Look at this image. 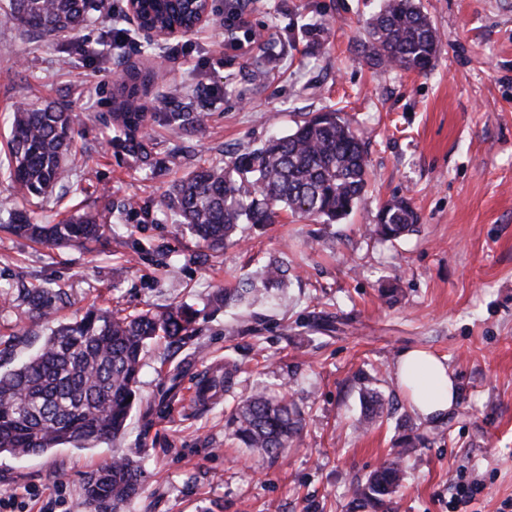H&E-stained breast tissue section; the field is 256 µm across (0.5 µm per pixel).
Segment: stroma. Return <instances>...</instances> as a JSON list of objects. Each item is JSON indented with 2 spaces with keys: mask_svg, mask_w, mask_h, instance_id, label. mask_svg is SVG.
Returning a JSON list of instances; mask_svg holds the SVG:
<instances>
[{
  "mask_svg": "<svg viewBox=\"0 0 512 512\" xmlns=\"http://www.w3.org/2000/svg\"><path fill=\"white\" fill-rule=\"evenodd\" d=\"M212 20L142 53L126 0L80 33L44 39L0 16V160L16 106L53 104L74 117L70 193L25 198L0 179V365L33 355L18 291L44 288L57 318L90 306L134 313L185 303L198 312L184 340L153 343L140 400L119 440L66 444L41 455L0 454V512H76L84 482L113 456L134 454L143 490L126 512H349L353 485L407 434L423 444L405 458L391 512H452L459 483L479 482L465 512H512V0H420L440 52L424 72L367 63L361 40L377 0H242L261 36L248 54ZM128 37L114 43L113 27ZM138 85L157 115L143 135L150 155L112 143L113 95ZM341 111L370 160L367 190L333 224L292 216L243 227L238 242L199 248L153 203L188 171L230 161L290 130L306 114ZM168 112H204L182 134ZM140 203L106 215L110 240L53 247L12 235L11 211L52 224L79 208ZM405 199L418 230L394 242L372 235L381 207ZM288 265L274 306L218 307L213 295L269 259ZM395 291L393 300L382 289ZM410 349L444 358L457 388L446 416L422 420L395 369ZM241 363L234 387L207 408L193 404L205 371ZM392 409L365 430L359 377ZM263 390L303 412L300 447L277 462L229 436L230 407Z\"/></svg>",
  "mask_w": 512,
  "mask_h": 512,
  "instance_id": "stroma-1",
  "label": "stroma"
}]
</instances>
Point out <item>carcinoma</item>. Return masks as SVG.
I'll return each instance as SVG.
<instances>
[{
	"mask_svg": "<svg viewBox=\"0 0 512 512\" xmlns=\"http://www.w3.org/2000/svg\"><path fill=\"white\" fill-rule=\"evenodd\" d=\"M105 0H8L7 19L40 36L86 28ZM161 8L150 17L164 29L189 24L190 16L176 8V0H157ZM440 39L430 17L416 0H384L369 20L361 43L367 62L380 69L417 72L439 52ZM134 89L119 103L124 146L138 147L139 132L155 114L131 105ZM202 112H168L162 120L180 133L205 122ZM70 113L60 107L28 106L12 111L5 167L13 188L23 196L46 198L69 181L72 157ZM364 143L351 122L335 111L316 113L286 134L262 146L236 154L223 165L192 170L165 193L157 207L176 217L179 226L207 250L218 251L231 242L244 224H273L283 213L333 223L349 214L369 180ZM414 208L404 200L382 206L371 232L393 241L413 231ZM9 229L38 244L85 245L106 236L109 225L96 209L78 211L57 224H34L23 213ZM288 267L271 259L261 275L241 277L230 288H219L214 301L226 307L268 301L269 290L283 288ZM30 318L46 327L40 349L18 366L0 370V453L13 456L43 454L73 443L92 448L115 440L127 428L138 401L137 383L146 346L162 336L178 342L194 332L197 311L186 304L165 312L150 309L123 314L118 310L86 309L58 323L48 291L25 293ZM238 372L235 364L224 375L201 381L198 396L229 390ZM365 411L359 425L383 417L385 403L375 392L363 390ZM231 437L274 461L300 445L301 414L286 397L255 391L240 399L230 412ZM423 437L405 435L392 456L352 491V509L385 512L402 483V462ZM142 489V468L129 457H114L91 473L84 483L76 512H124Z\"/></svg>",
	"mask_w": 512,
	"mask_h": 512,
	"instance_id": "1",
	"label": "carcinoma"
}]
</instances>
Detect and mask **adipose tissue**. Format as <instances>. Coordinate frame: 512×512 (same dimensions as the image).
<instances>
[{
	"mask_svg": "<svg viewBox=\"0 0 512 512\" xmlns=\"http://www.w3.org/2000/svg\"><path fill=\"white\" fill-rule=\"evenodd\" d=\"M398 380L422 419L442 418L455 402L456 388L447 365L428 352H403L398 360Z\"/></svg>",
	"mask_w": 512,
	"mask_h": 512,
	"instance_id": "adipose-tissue-1",
	"label": "adipose tissue"
}]
</instances>
